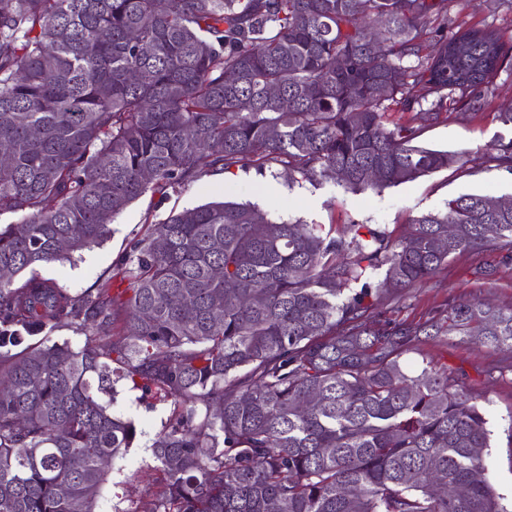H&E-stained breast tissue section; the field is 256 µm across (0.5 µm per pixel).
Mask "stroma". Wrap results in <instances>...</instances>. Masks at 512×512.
Here are the masks:
<instances>
[{
	"label": "stroma",
	"instance_id": "obj_1",
	"mask_svg": "<svg viewBox=\"0 0 512 512\" xmlns=\"http://www.w3.org/2000/svg\"><path fill=\"white\" fill-rule=\"evenodd\" d=\"M459 19L470 26L494 25L504 40L512 43V0H463ZM489 100L481 112L449 109L428 124L420 137L425 147L466 153L464 167L362 192L346 189L329 175L314 183L292 182L287 170L273 162L261 169L251 166L208 172L179 190L149 193L134 201L114 220L112 235L102 246L82 252L74 263L45 266L38 273L70 293H82L110 276L146 224L210 202L252 203L276 222L298 221L326 229L372 224L399 236L416 216L443 211L450 198L462 194L512 199V171L496 166L489 158L494 144L512 140V126L498 118L500 112L512 109L511 69L494 78ZM451 298L512 306V260L500 251L455 256L431 279L388 291L376 318L421 323L436 315ZM406 361L413 368L425 361L448 368L477 398L491 430L486 473L504 504H511L512 354L464 343L455 336L422 337L414 342ZM111 408L115 414L132 419L138 434L124 458L113 463L97 510L135 512L151 499L156 488L158 472L151 446L166 423L170 407L164 401H145L140 390L122 383Z\"/></svg>",
	"mask_w": 512,
	"mask_h": 512
}]
</instances>
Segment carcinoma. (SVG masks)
<instances>
[{
	"label": "carcinoma",
	"mask_w": 512,
	"mask_h": 512,
	"mask_svg": "<svg viewBox=\"0 0 512 512\" xmlns=\"http://www.w3.org/2000/svg\"><path fill=\"white\" fill-rule=\"evenodd\" d=\"M460 7L0 0V141L14 145L0 215L22 214L0 225V512H96L102 460L137 437L102 399L121 380L171 405L142 512H506L485 476L475 397L448 369L412 372L402 358L420 336L475 327L512 353V306L452 298L421 324L369 321L383 287L427 280L457 254L512 258V208L489 207L494 197L451 198L400 237L210 203L147 225L79 295L35 273L102 245L147 192L217 167L339 170L365 191L464 164L422 146L421 131L450 104L480 111L512 55L493 25L458 20ZM393 112L409 118L393 124ZM491 159L512 171V141ZM63 328L84 343L51 339Z\"/></svg>",
	"instance_id": "obj_1"
}]
</instances>
